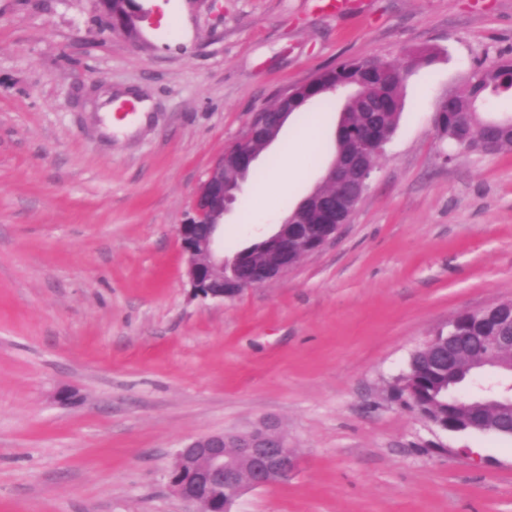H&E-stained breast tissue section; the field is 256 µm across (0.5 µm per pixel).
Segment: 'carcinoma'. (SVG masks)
Here are the masks:
<instances>
[{"mask_svg": "<svg viewBox=\"0 0 512 512\" xmlns=\"http://www.w3.org/2000/svg\"><path fill=\"white\" fill-rule=\"evenodd\" d=\"M390 78L383 86L384 94L380 102L377 120L391 131H396L400 116L401 88L404 82L403 69L388 65ZM362 81L359 62H344L334 68L316 75L309 87L296 94L292 112L298 114L305 111L306 105L315 99H325V95L317 93L323 85L336 83L347 87H355ZM512 90V58H499L483 67V79L480 87L467 82L461 91L450 90L437 104L435 125L439 136L452 145L468 143L479 145L486 138L493 140L492 152L512 151V123L502 122L491 133L485 129L486 118L482 114L471 112L473 100L479 95L490 100L505 91ZM365 120L361 111V103L355 96L350 97L339 118V124L351 129H358ZM274 254V238L270 237L237 252L228 260L226 272L235 277L248 272L253 266L268 261ZM438 339L428 347L416 350L409 360L407 373L402 380L410 385L415 392V399L409 406L420 416L435 425L448 424V416H458L464 409L447 396L448 365L437 362L436 353L444 349L446 333H437Z\"/></svg>", "mask_w": 512, "mask_h": 512, "instance_id": "obj_1", "label": "carcinoma"}]
</instances>
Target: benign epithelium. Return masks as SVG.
Segmentation results:
<instances>
[{
  "mask_svg": "<svg viewBox=\"0 0 512 512\" xmlns=\"http://www.w3.org/2000/svg\"><path fill=\"white\" fill-rule=\"evenodd\" d=\"M295 91L282 95L278 112H257L247 131L233 143L231 162L251 169L259 157L252 141L258 135L280 131L287 121L288 102ZM390 141L383 126L349 134L348 148L331 179L342 191L329 198L311 192L294 209L295 223L303 225L298 235L283 227L276 235L275 258L256 267L254 279L228 284L224 279V255L215 244L224 234V214L235 201L224 185V155H219L199 185L191 214L174 229L186 262V274L193 291L204 298L231 300L248 288L260 287L293 269L303 257L320 251L335 238L361 200L375 171L373 160ZM488 319L489 336H466L458 331L459 317L448 326L447 346L440 355L454 369L470 357V346L479 341L485 356L478 367L498 374L503 382L488 389L490 404L512 409V301L477 309ZM445 430L454 433H494L512 437L499 416L468 414L448 418ZM297 469L295 450L278 432L276 424L265 423L245 433H213L197 437L176 453L171 473L175 493L195 512H231V506L247 488L265 487L287 481Z\"/></svg>",
  "mask_w": 512,
  "mask_h": 512,
  "instance_id": "benign-epithelium-1",
  "label": "benign epithelium"
}]
</instances>
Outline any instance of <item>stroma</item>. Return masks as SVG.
<instances>
[{"mask_svg": "<svg viewBox=\"0 0 512 512\" xmlns=\"http://www.w3.org/2000/svg\"><path fill=\"white\" fill-rule=\"evenodd\" d=\"M356 3L142 0L135 43L97 0H0V512H185L177 448L266 421L296 473L235 512H512V438L393 395L458 312L512 300V153L435 127L440 98L512 55V0ZM367 58L408 72L349 223L278 280L193 296L174 228L215 157L289 88ZM343 104L311 102L315 141L292 118L262 152L225 256L320 182Z\"/></svg>", "mask_w": 512, "mask_h": 512, "instance_id": "stroma-1", "label": "stroma"}]
</instances>
